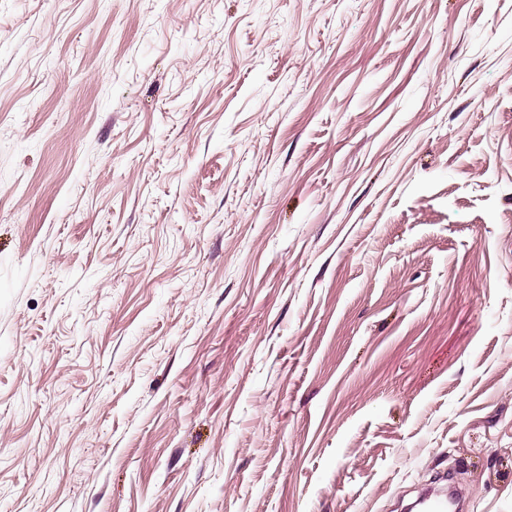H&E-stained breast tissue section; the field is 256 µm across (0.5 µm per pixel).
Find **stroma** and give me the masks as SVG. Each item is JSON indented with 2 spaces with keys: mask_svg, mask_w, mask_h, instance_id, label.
<instances>
[{
  "mask_svg": "<svg viewBox=\"0 0 512 512\" xmlns=\"http://www.w3.org/2000/svg\"><path fill=\"white\" fill-rule=\"evenodd\" d=\"M512 512V0H0V512Z\"/></svg>",
  "mask_w": 512,
  "mask_h": 512,
  "instance_id": "stroma-1",
  "label": "stroma"
}]
</instances>
